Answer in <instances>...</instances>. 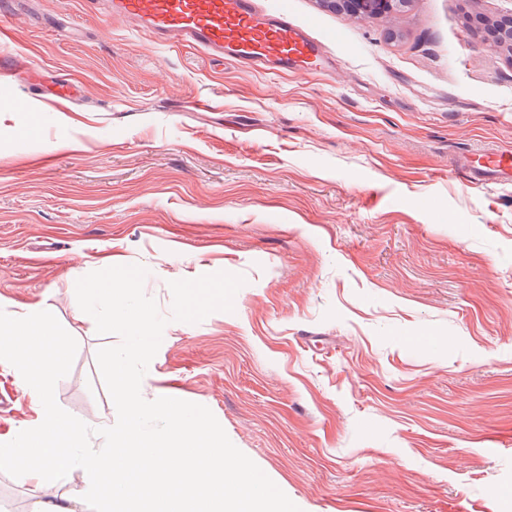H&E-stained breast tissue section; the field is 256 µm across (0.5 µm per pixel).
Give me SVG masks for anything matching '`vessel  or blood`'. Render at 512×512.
<instances>
[{
  "mask_svg": "<svg viewBox=\"0 0 512 512\" xmlns=\"http://www.w3.org/2000/svg\"><path fill=\"white\" fill-rule=\"evenodd\" d=\"M91 10H105L160 44L188 45L211 54H230L240 66L293 68L310 73L321 46L287 16H269L257 0H87ZM457 165L478 187L512 185V148L467 151Z\"/></svg>",
  "mask_w": 512,
  "mask_h": 512,
  "instance_id": "1",
  "label": "vessel or blood"
}]
</instances>
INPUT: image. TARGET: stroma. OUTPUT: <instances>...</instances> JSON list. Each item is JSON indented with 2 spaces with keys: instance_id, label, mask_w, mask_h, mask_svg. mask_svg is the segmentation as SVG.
<instances>
[{
  "instance_id": "1",
  "label": "stroma",
  "mask_w": 512,
  "mask_h": 512,
  "mask_svg": "<svg viewBox=\"0 0 512 512\" xmlns=\"http://www.w3.org/2000/svg\"><path fill=\"white\" fill-rule=\"evenodd\" d=\"M259 7L331 70L161 46L83 0H0V302L44 303L77 340L55 398L95 428L117 416L96 353L119 339L75 283L142 265L168 320L143 398L208 407L301 512H512V187L455 166L512 146V62L472 30L512 0ZM219 271L245 279L233 311L171 320L170 281ZM35 417L0 363V443ZM8 483L29 512L76 498L83 470Z\"/></svg>"
}]
</instances>
